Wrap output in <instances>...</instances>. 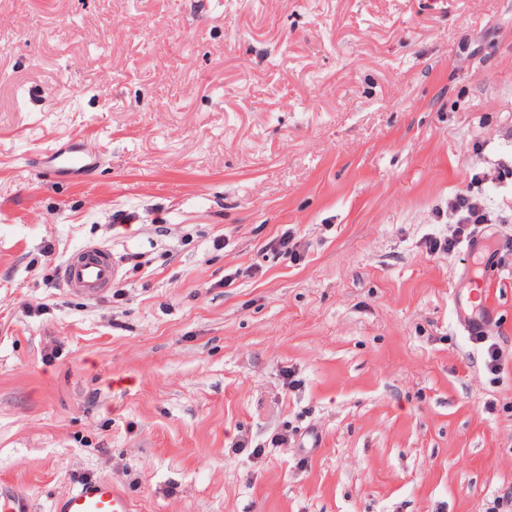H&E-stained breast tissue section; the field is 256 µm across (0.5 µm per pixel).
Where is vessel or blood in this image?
I'll return each mask as SVG.
<instances>
[{
  "label": "vessel or blood",
  "instance_id": "vessel-or-blood-1",
  "mask_svg": "<svg viewBox=\"0 0 512 512\" xmlns=\"http://www.w3.org/2000/svg\"><path fill=\"white\" fill-rule=\"evenodd\" d=\"M38 172L48 179H87L98 169L96 154L76 141L44 151ZM119 278V265L111 250L88 244L70 256L60 269L65 288L96 299ZM460 319L469 333H483L494 319L492 310L478 306ZM26 490L12 483H0V512H30ZM54 512H135L133 501L112 481L89 479L56 500Z\"/></svg>",
  "mask_w": 512,
  "mask_h": 512
}]
</instances>
